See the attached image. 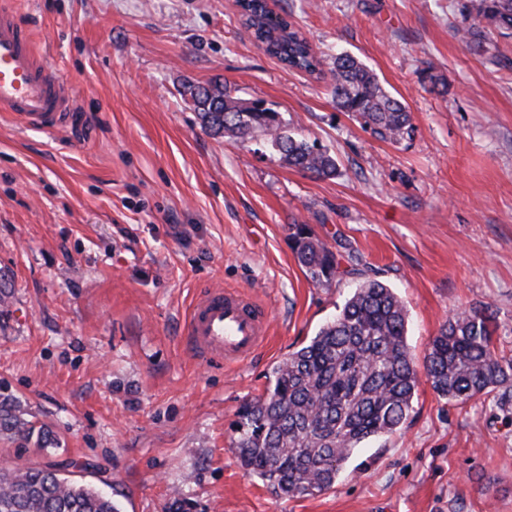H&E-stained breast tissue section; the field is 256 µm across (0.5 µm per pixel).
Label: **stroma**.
Wrapping results in <instances>:
<instances>
[{"label":"stroma","instance_id":"stroma-1","mask_svg":"<svg viewBox=\"0 0 512 512\" xmlns=\"http://www.w3.org/2000/svg\"><path fill=\"white\" fill-rule=\"evenodd\" d=\"M67 83L77 120L48 134L0 115V384L58 445L53 462L122 512H512V404L457 405L421 382L395 434L365 442L335 488L280 498L241 467L231 424L272 367L377 279L405 301L423 363L455 312L492 304L512 352V37L462 40L468 0H273L324 55L349 52L412 118L399 141L339 111L331 75L267 55L236 0H12ZM261 100L337 174L282 164L263 136L204 131L185 82ZM347 274L306 279L290 227ZM208 288L270 313L250 361L207 364L183 328Z\"/></svg>","mask_w":512,"mask_h":512}]
</instances>
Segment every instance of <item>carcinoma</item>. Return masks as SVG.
<instances>
[{
  "label": "carcinoma",
  "instance_id": "carcinoma-1",
  "mask_svg": "<svg viewBox=\"0 0 512 512\" xmlns=\"http://www.w3.org/2000/svg\"><path fill=\"white\" fill-rule=\"evenodd\" d=\"M244 24L266 54L290 70L321 75L323 59L286 17L271 22L265 0H239ZM475 23L464 41L491 50L487 30H512V0H471ZM336 106L360 117L382 139L398 141L411 128L405 104L380 84L361 60L339 53L332 62ZM201 127L242 141L262 134L279 160L318 178L336 174L325 150L288 130L261 100L246 102L218 82L188 84ZM291 248L306 277L329 286L345 271L305 224L293 225ZM408 310L386 283L361 282L336 316L304 346L272 368L262 395L238 412L233 448L241 466L278 494L309 497L330 490L354 450L369 438L402 427L419 383L407 345ZM496 317L483 304L455 313L433 337L424 372L441 398L465 404L492 391L512 401V355L494 346ZM0 435L45 451L51 429L16 414V399L0 394ZM0 512H121L108 494L41 465L0 469Z\"/></svg>",
  "mask_w": 512,
  "mask_h": 512
}]
</instances>
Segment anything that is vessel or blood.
Returning <instances> with one entry per match:
<instances>
[{
  "label": "vessel or blood",
  "mask_w": 512,
  "mask_h": 512,
  "mask_svg": "<svg viewBox=\"0 0 512 512\" xmlns=\"http://www.w3.org/2000/svg\"><path fill=\"white\" fill-rule=\"evenodd\" d=\"M72 109L69 88L5 0L0 5V113L53 132L69 121ZM185 336L202 359L238 364L265 342L267 315L249 293L215 288L192 305Z\"/></svg>",
  "instance_id": "vessel-or-blood-1"
}]
</instances>
